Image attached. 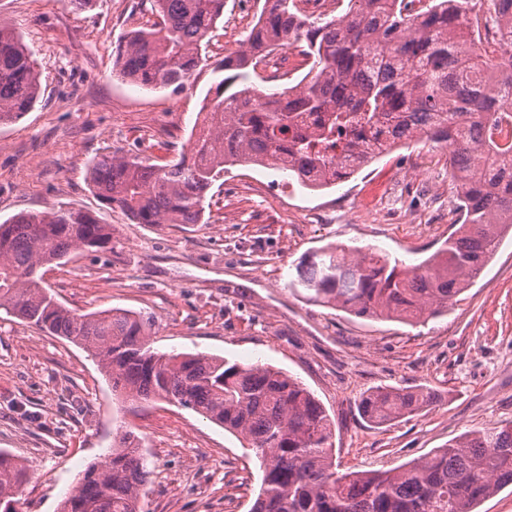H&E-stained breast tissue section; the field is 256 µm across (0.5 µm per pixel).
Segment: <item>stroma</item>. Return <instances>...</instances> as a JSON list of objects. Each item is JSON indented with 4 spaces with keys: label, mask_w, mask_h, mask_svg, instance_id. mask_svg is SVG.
<instances>
[{
    "label": "stroma",
    "mask_w": 512,
    "mask_h": 512,
    "mask_svg": "<svg viewBox=\"0 0 512 512\" xmlns=\"http://www.w3.org/2000/svg\"><path fill=\"white\" fill-rule=\"evenodd\" d=\"M264 0H224L208 64L183 89L122 81L115 48L153 23L140 0H0V21L36 62L34 108L0 125V222L69 208L111 224L102 251L42 268L44 284L80 313L124 308L151 316L162 351L270 365L300 380L335 427L340 471H378L430 456L461 435L512 421V238L459 302L413 325L306 301L290 288L305 255L368 248L416 265L444 246L459 214L444 145L394 147L345 181L271 188L272 167L231 168L211 187L200 224H137L106 208L90 161L117 152L149 162L186 146L212 73L237 52ZM427 177H418L419 169ZM424 387L422 411L374 427L356 403L372 387ZM131 432L150 475L141 512H249L259 464L240 438L178 404H135L113 392L97 361L64 338L0 310V450L35 463L24 512H57L88 466Z\"/></svg>",
    "instance_id": "obj_1"
}]
</instances>
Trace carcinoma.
Returning <instances> with one entry per match:
<instances>
[{"label":"carcinoma","instance_id":"obj_1","mask_svg":"<svg viewBox=\"0 0 512 512\" xmlns=\"http://www.w3.org/2000/svg\"><path fill=\"white\" fill-rule=\"evenodd\" d=\"M158 21L128 33L114 67L141 87L179 90L204 63L202 47L224 17V0H143ZM348 0L322 22L295 0H265L242 48L214 68L206 117L179 158L150 164L110 153L92 161L98 200L136 224H200L206 195L224 171L268 162L300 185H333L393 144L452 141L448 176L458 186L459 227L418 266L373 250L352 259L337 248L302 258L291 288L360 318L417 322L448 311L512 228V135L500 133L512 100V57L488 56L479 28L512 38V0ZM310 60L308 79L260 89L250 70L278 47ZM239 85L238 90L229 88ZM40 80L21 38L0 22V125L30 111ZM112 225L90 212L19 213L0 224V309L97 358L112 390L134 400L165 398L242 436L262 471L249 512H476L512 486V422L471 431L416 462L380 473L339 472L333 424L301 382L272 366L152 347L150 317L121 308L78 313L44 286L39 268L76 250L102 249ZM423 388H375L358 409L383 426L433 402ZM147 461L125 433L109 461L89 466L60 512H139ZM23 465L0 452V512H23Z\"/></svg>","mask_w":512,"mask_h":512}]
</instances>
